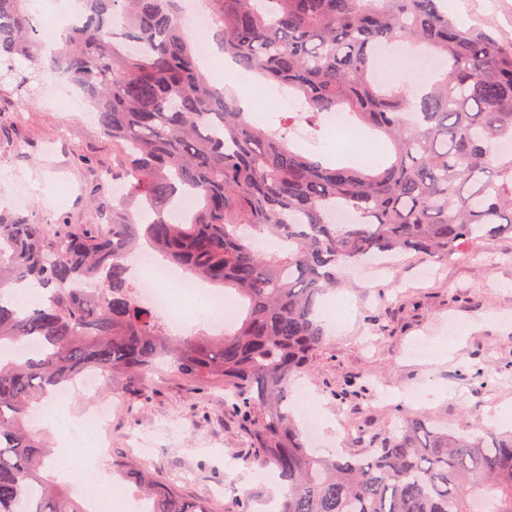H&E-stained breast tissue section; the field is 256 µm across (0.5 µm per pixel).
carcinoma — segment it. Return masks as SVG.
Here are the masks:
<instances>
[{
    "instance_id": "obj_1",
    "label": "carcinoma",
    "mask_w": 512,
    "mask_h": 512,
    "mask_svg": "<svg viewBox=\"0 0 512 512\" xmlns=\"http://www.w3.org/2000/svg\"><path fill=\"white\" fill-rule=\"evenodd\" d=\"M209 2L225 53L314 116L349 111L395 159L355 169L292 152L201 72L181 0H83L82 22L48 56L27 0H0V98L23 104L45 69L64 73L112 139V180L125 187L104 233L55 236L0 213V512H86L25 427L35 399L89 371L146 381L164 367L224 384L253 461L288 483L281 512H512V430L414 417L362 454L322 455L291 407L325 343L320 298L342 268L411 253L440 264L512 234V152L500 150L512 143V44L460 23L446 0ZM396 43L442 56L440 79L425 77L420 94L376 82L377 51ZM332 207L355 219L336 223ZM144 244L235 289L243 318L220 336L169 335L128 276ZM112 467L150 512H211L128 463Z\"/></svg>"
}]
</instances>
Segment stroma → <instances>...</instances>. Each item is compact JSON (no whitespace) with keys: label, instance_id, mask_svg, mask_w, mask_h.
Returning <instances> with one entry per match:
<instances>
[{"label":"stroma","instance_id":"stroma-1","mask_svg":"<svg viewBox=\"0 0 512 512\" xmlns=\"http://www.w3.org/2000/svg\"><path fill=\"white\" fill-rule=\"evenodd\" d=\"M465 10L469 24L491 23L512 42V0H466ZM112 153L92 114L68 99L40 95L23 106L0 98V209H20L51 234L91 224L106 231L112 219L96 199ZM424 265L411 254L397 272L376 278L344 270L339 291L353 311L330 328L311 376L293 387L294 398L309 394L321 402L324 449L339 443L360 452L363 435L396 431L402 410L442 426L504 431L495 416L512 409V235L465 248L426 279ZM467 327L471 335L447 362L412 356L413 346ZM475 364L484 380L464 378ZM351 380L366 384L367 393L338 400ZM102 394L112 402V457L156 481H176L184 497L208 498L214 512H268L273 481L245 466L254 448L222 386H194L164 370L146 383L130 376L106 381ZM136 434L147 440V456L135 453Z\"/></svg>","mask_w":512,"mask_h":512}]
</instances>
